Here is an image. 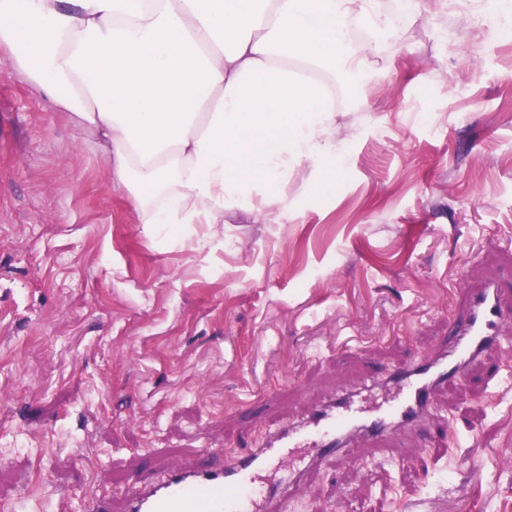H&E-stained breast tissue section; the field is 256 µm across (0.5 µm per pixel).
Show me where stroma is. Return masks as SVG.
<instances>
[{
	"mask_svg": "<svg viewBox=\"0 0 512 512\" xmlns=\"http://www.w3.org/2000/svg\"><path fill=\"white\" fill-rule=\"evenodd\" d=\"M321 190L143 224L84 131L0 54V512H80L133 472L240 451L447 344L466 289L512 279V40L471 0L400 10ZM398 440L311 470L296 512H512V355Z\"/></svg>",
	"mask_w": 512,
	"mask_h": 512,
	"instance_id": "35a3bbf8",
	"label": "stroma"
}]
</instances>
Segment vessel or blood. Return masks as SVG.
Listing matches in <instances>:
<instances>
[{
  "label": "vessel or blood",
  "instance_id": "1",
  "mask_svg": "<svg viewBox=\"0 0 512 512\" xmlns=\"http://www.w3.org/2000/svg\"><path fill=\"white\" fill-rule=\"evenodd\" d=\"M500 280L468 294V310L455 327L453 345L387 371L382 403L363 406L357 395L331 396L298 424L272 433L262 447L241 454L213 450L212 463H160L149 478L134 477L122 512H288L292 493L307 473L357 437H378L414 426L435 409L434 391L467 383L487 352L512 349V308Z\"/></svg>",
  "mask_w": 512,
  "mask_h": 512
}]
</instances>
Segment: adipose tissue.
<instances>
[{"mask_svg":"<svg viewBox=\"0 0 512 512\" xmlns=\"http://www.w3.org/2000/svg\"><path fill=\"white\" fill-rule=\"evenodd\" d=\"M390 30L378 0H0V52L84 129L144 224L283 206L303 166L331 184L336 73L357 79Z\"/></svg>","mask_w":512,"mask_h":512,"instance_id":"adipose-tissue-1","label":"adipose tissue"}]
</instances>
